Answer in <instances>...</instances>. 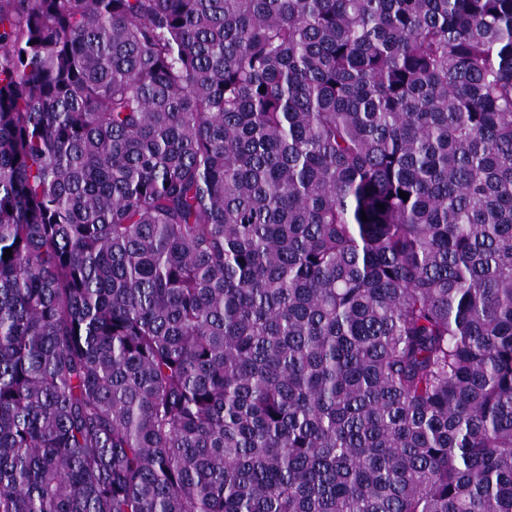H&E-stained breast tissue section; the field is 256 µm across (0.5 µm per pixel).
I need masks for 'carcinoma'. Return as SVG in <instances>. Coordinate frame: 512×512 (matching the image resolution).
<instances>
[{
  "mask_svg": "<svg viewBox=\"0 0 512 512\" xmlns=\"http://www.w3.org/2000/svg\"><path fill=\"white\" fill-rule=\"evenodd\" d=\"M0 512H512V0H0Z\"/></svg>",
  "mask_w": 512,
  "mask_h": 512,
  "instance_id": "cac0c4a2",
  "label": "carcinoma"
}]
</instances>
